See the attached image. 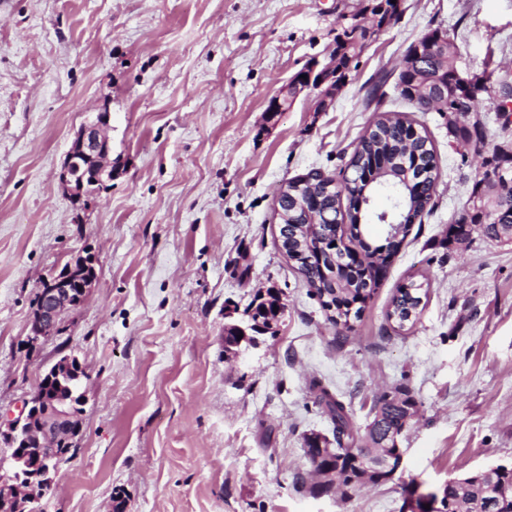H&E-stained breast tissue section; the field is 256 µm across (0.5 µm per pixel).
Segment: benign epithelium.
<instances>
[{
    "mask_svg": "<svg viewBox=\"0 0 512 512\" xmlns=\"http://www.w3.org/2000/svg\"><path fill=\"white\" fill-rule=\"evenodd\" d=\"M336 64L314 61L305 70L307 79L294 78L269 102L267 111L274 115L286 112L298 96L308 91L316 93L317 109L321 110L336 96ZM111 112L105 107L83 124L66 153L59 173L62 190L75 202L88 195V188L112 179V158L109 138ZM306 217L304 233L319 229L321 205L319 200L296 198ZM338 261L355 268L366 263V250L355 245L344 247V224L330 225ZM97 278L95 256L87 251L67 262L56 274L44 279L38 290L36 308L31 320L30 342L37 344L53 339L64 331L62 315L77 310L84 302ZM271 326L254 322L248 328L238 327L243 337L234 342L256 344L255 335ZM88 374V368L77 358L61 357L42 376L44 385L36 389L23 403L17 417L6 423L7 437L15 442L23 437L24 448L11 451L6 473L0 476V512H27L30 504L51 488L54 475L65 454L77 446L81 434L79 405L72 397L62 395L67 383ZM36 447H30V444Z\"/></svg>",
    "mask_w": 512,
    "mask_h": 512,
    "instance_id": "7a95c632",
    "label": "benign epithelium"
}]
</instances>
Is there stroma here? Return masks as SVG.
<instances>
[{
  "mask_svg": "<svg viewBox=\"0 0 512 512\" xmlns=\"http://www.w3.org/2000/svg\"><path fill=\"white\" fill-rule=\"evenodd\" d=\"M358 0H0V415L61 356L86 363L77 446L40 512H410L404 488L512 464V243L448 238L477 174L448 120L398 97L397 65L429 29L455 34L458 66L512 71V0H401L326 111L269 100L326 59ZM383 110L438 156L436 205L411 224L360 317L337 338L282 252L275 197L335 175ZM112 112L113 176L75 204L58 174L79 128ZM98 277L64 332L29 345L41 282L82 250ZM423 310L397 328L400 285ZM285 305L255 345L229 350L266 289ZM408 389L418 413L393 479L315 493L304 438H333L321 395L356 429L376 396Z\"/></svg>",
  "mask_w": 512,
  "mask_h": 512,
  "instance_id": "obj_1",
  "label": "stroma"
}]
</instances>
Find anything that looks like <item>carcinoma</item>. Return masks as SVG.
I'll return each instance as SVG.
<instances>
[{
    "mask_svg": "<svg viewBox=\"0 0 512 512\" xmlns=\"http://www.w3.org/2000/svg\"><path fill=\"white\" fill-rule=\"evenodd\" d=\"M344 38L343 55L338 67L344 71L351 70L352 65L368 47L364 30L352 25L336 29V38ZM431 48L427 60L416 65L415 56L418 48ZM458 49L450 32L439 27L425 33L418 41L412 43L404 55V61L409 63L406 71L399 73L396 89L399 96L412 104L420 112L435 109L432 97L440 92L447 93L448 106H466L474 110L480 103L488 102L498 105L501 95L512 89V76L499 73L497 70L482 71L473 74L478 86V92H469L458 79L457 68ZM413 128L412 123L398 113L383 112L374 122V129H368L359 138L353 148L352 155L342 172V182L336 186L347 191L346 199L353 202L355 193L365 189V183H357L356 164L365 156L375 162L379 168L391 171L389 179L397 183L399 190L385 185L379 191H388L394 202L404 205L402 220L409 225L428 206L434 205L435 182L437 179V157L432 142L427 135H419L418 139L409 141L407 131ZM448 132L452 138L467 146L471 143L482 144L485 141L484 126L478 122L471 125H460L448 120ZM421 151V170L426 173L423 186L416 193H408L409 188L402 178L404 172V156L408 150ZM503 207L512 212V162H505V169L495 164L477 173L471 189L468 205L463 207L448 225V239L463 243L469 240L473 233L496 242L512 239V230L506 223V217L495 218V209ZM330 244L324 236L315 235L305 240L288 231V249L291 255L302 252L310 259L308 267L299 269L307 285L321 292L327 290L336 292V300L341 303L349 302V297H357L359 290L364 289L367 295H372L378 286L380 267L368 263L362 269L344 267L336 262L329 253ZM418 286L414 283L402 285L392 298L391 309L387 318L397 323L398 328L415 320L421 297L417 293ZM283 307L278 292L267 291V296L257 297L248 308L253 317L264 321L276 319L278 311L274 307ZM328 413L334 424L336 453L321 454L316 446L317 436L312 434L305 439L306 455L320 458V469L324 482L319 489L324 491L333 485L346 488L355 487L366 480L382 482L388 480L387 472L376 467L367 469L365 458L374 455L379 461L386 456H393L400 451L396 440L390 439L385 445H380L371 434L362 438L354 436L351 415L339 401L326 402ZM417 403L409 393L400 388L376 397L373 412L383 417L385 425L394 429L396 435H401L407 418L414 416ZM358 443L355 453L343 452V439ZM443 500L450 503L453 512H512V473L480 472L465 480L462 484H447L443 488Z\"/></svg>",
    "mask_w": 512,
    "mask_h": 512,
    "instance_id": "carcinoma-1",
    "label": "carcinoma"
}]
</instances>
